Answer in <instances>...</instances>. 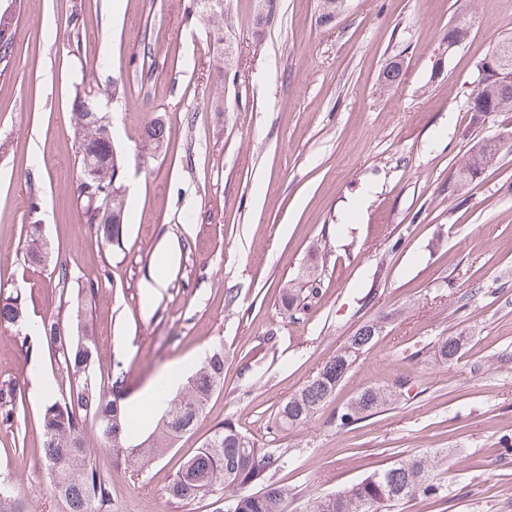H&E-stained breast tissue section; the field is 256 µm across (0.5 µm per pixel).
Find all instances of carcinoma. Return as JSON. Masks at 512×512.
Wrapping results in <instances>:
<instances>
[{"label":"carcinoma","mask_w":512,"mask_h":512,"mask_svg":"<svg viewBox=\"0 0 512 512\" xmlns=\"http://www.w3.org/2000/svg\"><path fill=\"white\" fill-rule=\"evenodd\" d=\"M214 33L224 32V5L212 2L206 11ZM18 17L0 11V75L5 72L15 50ZM125 92L112 86L102 90L89 78L75 86L71 123L79 138V168L82 213L92 222L100 213L110 214L112 222L102 225L103 235L119 239L124 224L121 168L112 149L108 108L114 97ZM468 111L473 121L497 112H512V70L488 75L471 95ZM170 136L164 121L155 117L147 122L141 152L153 158ZM512 153V139L475 141L460 163L453 179V191L460 192L489 168ZM30 265H46L49 243L41 225L30 224L22 247ZM26 307L17 296L0 299V328L22 324ZM37 333L51 347L50 362L56 373L58 394L44 399L40 423L43 465L52 491L63 504V512H110L112 490L101 473L90 449L89 433H95L100 446L126 466L143 471L153 460L174 447L175 442L195 428L214 394L224 389V349L213 348L191 375L180 392L167 399V408L154 431L145 439H129L132 426L115 396L121 386V369L111 375L106 387L93 375L95 345L89 334L67 336L60 320L43 317ZM468 337L438 336L434 340L435 359L448 362L458 357ZM355 354L333 357L298 393L281 403L272 418V428L282 432L310 422L336 394L340 383L354 367ZM390 387L363 388L336 420L343 426L359 422L389 405ZM21 391L13 380L0 382V422L11 424L18 418ZM288 462L287 454H276L259 446L247 433L228 422L216 428L201 448L178 468L167 485V494L181 501L203 497L217 488L231 499L235 512H288V490L267 483V472L274 464ZM435 460L415 456L369 473L360 481L340 490L307 500L305 512H394L404 500L436 498L440 486L432 475ZM0 512H25L22 497L0 488Z\"/></svg>","instance_id":"carcinoma-1"}]
</instances>
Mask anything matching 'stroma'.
<instances>
[{
  "instance_id": "1",
  "label": "stroma",
  "mask_w": 512,
  "mask_h": 512,
  "mask_svg": "<svg viewBox=\"0 0 512 512\" xmlns=\"http://www.w3.org/2000/svg\"><path fill=\"white\" fill-rule=\"evenodd\" d=\"M254 10L255 0H224L219 43L195 0H22L0 76V290L74 336L72 302L93 285L81 310L95 371L124 370L122 406L138 440L157 422L137 414L156 377L189 374L224 345L223 391L146 472L96 450L111 512H215L222 491L181 501L165 488L227 422L295 458L268 478L298 508L435 453L447 497L400 512H512V153L461 194L448 191L473 140L512 127V112L476 125L467 107L490 45L512 38V0H349L329 23L318 0H274L259 36ZM462 21L467 39L446 52L444 32ZM395 59L404 75L383 86ZM86 74L127 90L110 106L125 168L116 243L84 222L77 200L70 119ZM157 116L168 148L146 159L139 134ZM31 224L51 245L50 268L23 265ZM314 279L318 296L286 310V289ZM376 322L378 340L334 400L308 424L272 429L277 407ZM458 333L469 338L462 354L436 362L433 338ZM36 372L54 378L46 342L0 329V379L19 381L25 408L0 424V472L26 512H62L40 465ZM401 378L394 402L337 425L359 390Z\"/></svg>"
}]
</instances>
